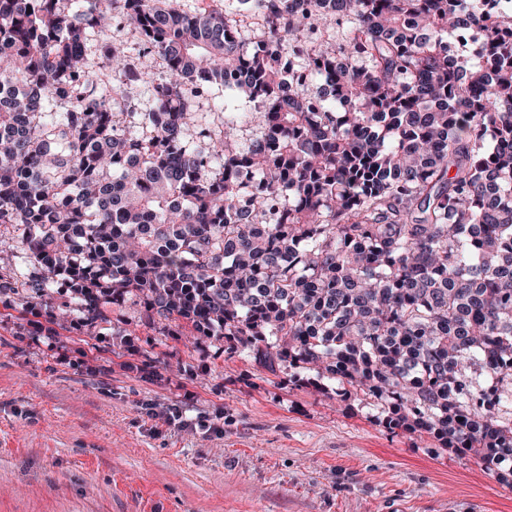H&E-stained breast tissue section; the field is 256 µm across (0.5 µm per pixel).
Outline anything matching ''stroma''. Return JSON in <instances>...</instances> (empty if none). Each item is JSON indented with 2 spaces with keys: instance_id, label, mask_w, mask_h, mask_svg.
Wrapping results in <instances>:
<instances>
[{
  "instance_id": "obj_1",
  "label": "stroma",
  "mask_w": 512,
  "mask_h": 512,
  "mask_svg": "<svg viewBox=\"0 0 512 512\" xmlns=\"http://www.w3.org/2000/svg\"><path fill=\"white\" fill-rule=\"evenodd\" d=\"M46 311L0 300V512H512L474 457L315 372L134 305L93 328Z\"/></svg>"
}]
</instances>
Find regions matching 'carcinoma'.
<instances>
[{"mask_svg":"<svg viewBox=\"0 0 512 512\" xmlns=\"http://www.w3.org/2000/svg\"><path fill=\"white\" fill-rule=\"evenodd\" d=\"M74 2L0 0V224L25 259L0 263V296L54 288L90 327L130 302L272 371L316 370L511 489L512 16ZM117 12L161 74L111 36ZM245 18L265 35L249 53ZM471 24L492 71L448 58ZM229 85L253 111H194Z\"/></svg>","mask_w":512,"mask_h":512,"instance_id":"carcinoma-1","label":"carcinoma"}]
</instances>
